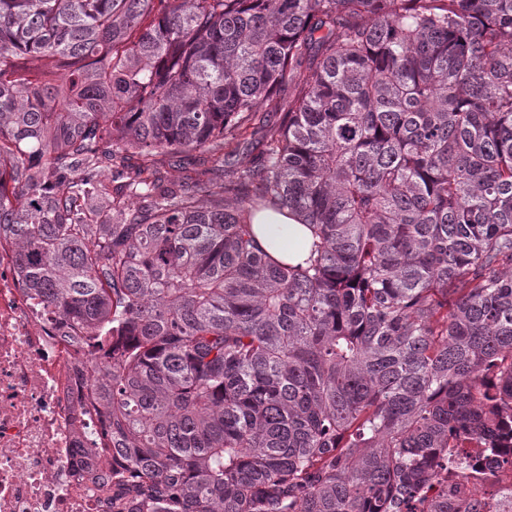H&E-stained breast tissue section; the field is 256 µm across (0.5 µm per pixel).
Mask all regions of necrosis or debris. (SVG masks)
Here are the masks:
<instances>
[{"label": "necrosis or debris", "instance_id": "necrosis-or-debris-1", "mask_svg": "<svg viewBox=\"0 0 512 512\" xmlns=\"http://www.w3.org/2000/svg\"><path fill=\"white\" fill-rule=\"evenodd\" d=\"M82 342L27 296L0 243V512H128L112 503L105 419L88 398ZM93 432L99 447L83 446ZM471 487L512 489V443L470 439L460 468Z\"/></svg>", "mask_w": 512, "mask_h": 512}]
</instances>
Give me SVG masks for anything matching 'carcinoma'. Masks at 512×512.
Here are the masks:
<instances>
[{"label": "carcinoma", "mask_w": 512, "mask_h": 512, "mask_svg": "<svg viewBox=\"0 0 512 512\" xmlns=\"http://www.w3.org/2000/svg\"><path fill=\"white\" fill-rule=\"evenodd\" d=\"M2 240L133 512H490L440 475L512 433V0H0ZM270 224H285L287 227L283 236L274 239L269 231ZM252 230L256 240L268 253L288 264L301 262L312 241L310 231L302 224L271 211L257 213Z\"/></svg>", "instance_id": "cac0c4a2"}]
</instances>
